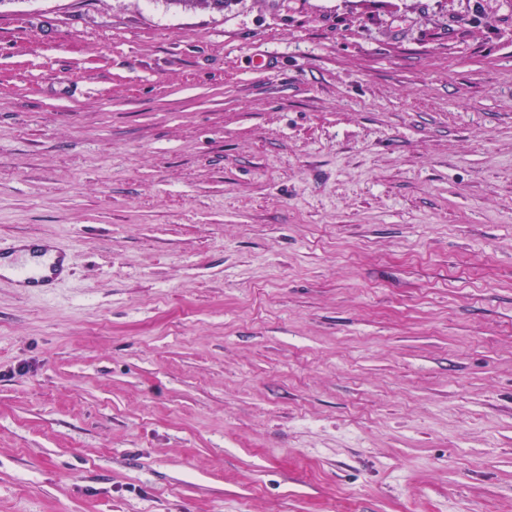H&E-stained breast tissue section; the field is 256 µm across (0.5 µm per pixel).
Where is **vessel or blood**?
<instances>
[{"mask_svg": "<svg viewBox=\"0 0 512 512\" xmlns=\"http://www.w3.org/2000/svg\"><path fill=\"white\" fill-rule=\"evenodd\" d=\"M69 260V249L42 238L24 237L0 243V267L16 269L11 283L28 294L50 295L63 279Z\"/></svg>", "mask_w": 512, "mask_h": 512, "instance_id": "obj_1", "label": "vessel or blood"}]
</instances>
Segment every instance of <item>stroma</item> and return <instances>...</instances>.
<instances>
[{
    "instance_id": "35a3bbf8",
    "label": "stroma",
    "mask_w": 512,
    "mask_h": 512,
    "mask_svg": "<svg viewBox=\"0 0 512 512\" xmlns=\"http://www.w3.org/2000/svg\"><path fill=\"white\" fill-rule=\"evenodd\" d=\"M0 512H512V0H0ZM27 262L34 266L28 268ZM67 262L69 267V249L42 238L24 237L0 243V269L4 265L16 269L17 275L10 282L28 294L49 296L63 279Z\"/></svg>"
}]
</instances>
